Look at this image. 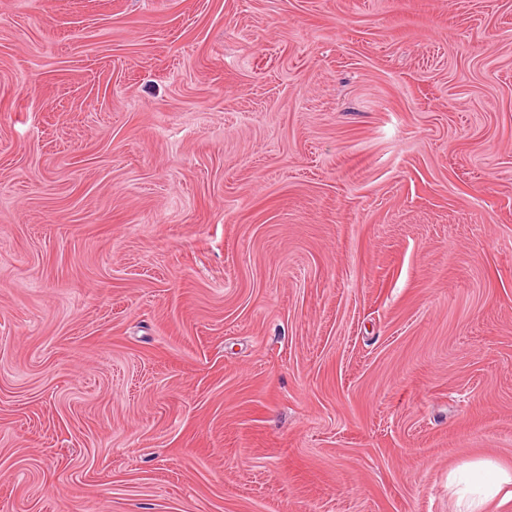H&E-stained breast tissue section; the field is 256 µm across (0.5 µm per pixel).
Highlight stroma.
Listing matches in <instances>:
<instances>
[{"mask_svg": "<svg viewBox=\"0 0 512 512\" xmlns=\"http://www.w3.org/2000/svg\"><path fill=\"white\" fill-rule=\"evenodd\" d=\"M512 472V0H0V512H459ZM480 469L482 470L481 494L471 499L466 512H483L485 503L503 491V500L512 498V490L505 487L512 484V476L509 472L490 461L480 462Z\"/></svg>", "mask_w": 512, "mask_h": 512, "instance_id": "stroma-1", "label": "stroma"}]
</instances>
